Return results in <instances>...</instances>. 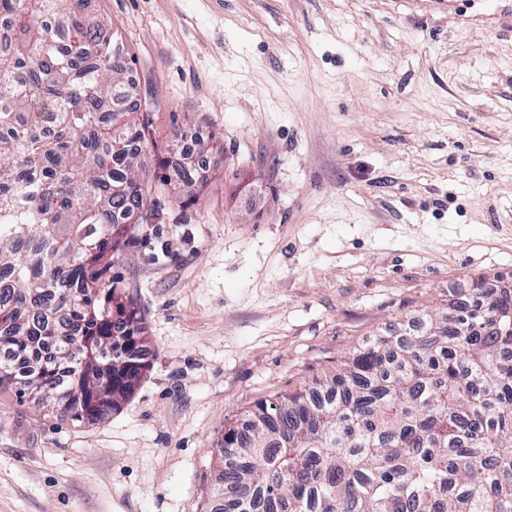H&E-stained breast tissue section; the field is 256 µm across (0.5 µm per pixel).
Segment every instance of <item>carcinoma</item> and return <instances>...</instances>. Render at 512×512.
I'll return each mask as SVG.
<instances>
[{"mask_svg":"<svg viewBox=\"0 0 512 512\" xmlns=\"http://www.w3.org/2000/svg\"><path fill=\"white\" fill-rule=\"evenodd\" d=\"M87 0H0V390L36 385L99 420L146 370L112 261L162 217L155 148L124 46ZM512 288L354 350L224 428L222 512H512Z\"/></svg>","mask_w":512,"mask_h":512,"instance_id":"carcinoma-1","label":"carcinoma"}]
</instances>
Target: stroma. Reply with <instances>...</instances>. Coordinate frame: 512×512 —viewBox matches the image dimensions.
Wrapping results in <instances>:
<instances>
[{"label": "stroma", "mask_w": 512, "mask_h": 512, "mask_svg": "<svg viewBox=\"0 0 512 512\" xmlns=\"http://www.w3.org/2000/svg\"><path fill=\"white\" fill-rule=\"evenodd\" d=\"M197 194L111 275L149 352L93 422L0 392V512H209L224 427L512 282V0H93Z\"/></svg>", "instance_id": "1"}]
</instances>
